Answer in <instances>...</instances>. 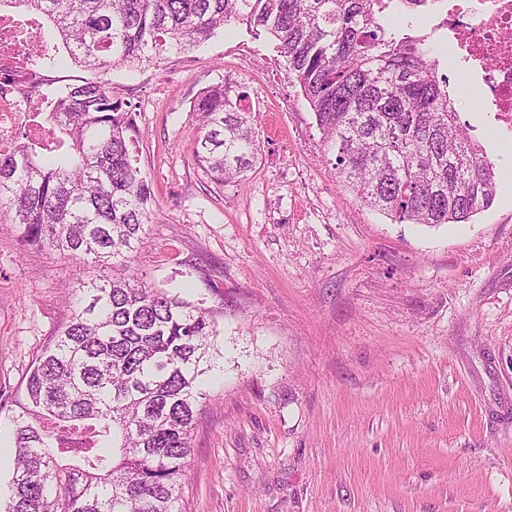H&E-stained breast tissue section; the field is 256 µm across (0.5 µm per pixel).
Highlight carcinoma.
Instances as JSON below:
<instances>
[{"mask_svg": "<svg viewBox=\"0 0 512 512\" xmlns=\"http://www.w3.org/2000/svg\"><path fill=\"white\" fill-rule=\"evenodd\" d=\"M69 59L95 72L152 63L229 26L263 31L309 101L337 174L397 223L461 224L489 207L495 171L461 125L430 34L397 28L399 7L436 0H25ZM32 66L58 65L39 41ZM246 96L203 90L195 160L217 182L253 168L260 132ZM46 153L0 154V208L26 242L96 266L144 239L151 191L131 160V113L101 81L59 96ZM36 358L13 417L9 512H175L214 330L206 314L130 274L91 281Z\"/></svg>", "mask_w": 512, "mask_h": 512, "instance_id": "carcinoma-1", "label": "carcinoma"}]
</instances>
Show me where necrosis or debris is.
<instances>
[{"instance_id":"4bbe7bcc","label":"necrosis or debris","mask_w":512,"mask_h":512,"mask_svg":"<svg viewBox=\"0 0 512 512\" xmlns=\"http://www.w3.org/2000/svg\"><path fill=\"white\" fill-rule=\"evenodd\" d=\"M439 28L446 30L462 76H480L483 96L501 129L512 131V0H446L439 7ZM18 21L0 17V67L11 68L25 87L40 79L27 70L26 43L12 38ZM35 133L32 117L21 102L0 100V153L13 152L19 131Z\"/></svg>"}]
</instances>
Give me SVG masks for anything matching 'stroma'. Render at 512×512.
Wrapping results in <instances>:
<instances>
[{
	"mask_svg": "<svg viewBox=\"0 0 512 512\" xmlns=\"http://www.w3.org/2000/svg\"><path fill=\"white\" fill-rule=\"evenodd\" d=\"M446 73L497 192L438 226L394 222L340 182L266 33L101 76L133 116L151 221L107 268L0 224V512L35 358L79 284L129 273L216 330L178 512H512V136ZM220 84L245 92L261 141L224 183L195 160L190 110Z\"/></svg>",
	"mask_w": 512,
	"mask_h": 512,
	"instance_id": "stroma-1",
	"label": "stroma"
}]
</instances>
